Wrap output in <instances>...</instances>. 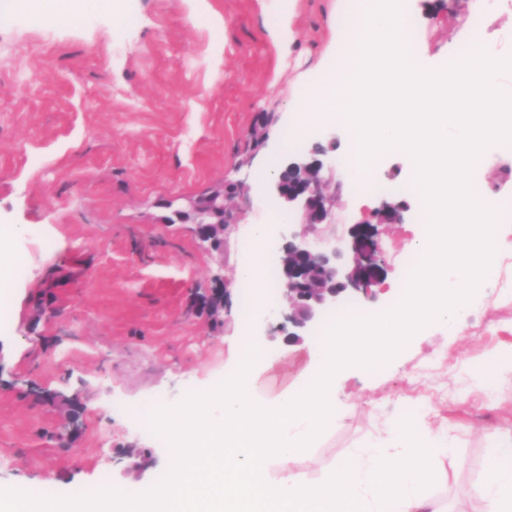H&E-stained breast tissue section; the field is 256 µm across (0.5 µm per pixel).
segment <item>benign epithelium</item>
<instances>
[{"label":"benign epithelium","instance_id":"1","mask_svg":"<svg viewBox=\"0 0 512 512\" xmlns=\"http://www.w3.org/2000/svg\"><path fill=\"white\" fill-rule=\"evenodd\" d=\"M316 143L306 154L288 159L283 169L290 175H277L269 190L285 205L302 211L305 229L288 225L283 237L279 264L283 318L280 328L288 331V340L300 341L317 324L323 311L351 292L369 295L370 287L384 278L380 264L381 243L377 225L399 224L408 209L405 201H385L374 214L376 222L353 224L348 230L349 241L343 245L334 239L319 235L310 237L317 225L328 223L333 197L325 192L326 180L320 176L323 168L321 156L335 148ZM195 233L209 250L223 252L224 227L237 223L236 215L223 209L214 216L202 205L193 209ZM215 287L194 296V307L209 314L213 322L220 321L227 291L223 276L214 277Z\"/></svg>","mask_w":512,"mask_h":512}]
</instances>
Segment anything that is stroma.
<instances>
[{
    "label": "stroma",
    "instance_id": "1",
    "mask_svg": "<svg viewBox=\"0 0 512 512\" xmlns=\"http://www.w3.org/2000/svg\"><path fill=\"white\" fill-rule=\"evenodd\" d=\"M74 20L54 28L30 23L26 0H0V287L8 322L0 327V488L48 487L72 498L111 487L137 494L170 464L168 447L140 431L129 413L157 395L174 406L187 390L222 383L244 351L235 279L254 224L279 202L258 181L313 141H335L323 158L336 202L328 237L368 217L353 171L339 162L348 134L320 127L314 140L283 153L293 96L326 56L336 55L330 22L344 0H70ZM467 0H418L414 40L422 60L443 67L461 49ZM290 19L291 64L273 31ZM267 132L255 148L247 133ZM512 147L493 146L472 179L488 194L512 192ZM244 181L230 202L238 221L224 252H208L187 217L207 190ZM399 224L379 225L385 276L372 297L348 305L374 313L392 305L421 231L420 205ZM223 274L230 288L223 321L187 314L194 293ZM260 327L272 367L269 390L296 382L301 347ZM66 396L39 402L27 382ZM348 405L317 446L297 460L316 479L356 450L388 443L403 406L415 426L447 435L430 488L450 512H473L472 496L490 448L512 430V249L498 261L458 335L432 326L383 368L336 375ZM123 402L125 412L115 411ZM81 429L67 446L57 436L68 405ZM465 458L458 470L456 458Z\"/></svg>",
    "mask_w": 512,
    "mask_h": 512
}]
</instances>
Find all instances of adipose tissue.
Masks as SVG:
<instances>
[{
  "label": "adipose tissue",
  "mask_w": 512,
  "mask_h": 512,
  "mask_svg": "<svg viewBox=\"0 0 512 512\" xmlns=\"http://www.w3.org/2000/svg\"><path fill=\"white\" fill-rule=\"evenodd\" d=\"M268 237L267 227L254 225L251 233L253 250L241 262L237 279L254 290L255 305L265 300V280L262 275V246ZM474 494L479 512H512V434L501 437L499 444L488 454L484 475L477 483Z\"/></svg>",
  "instance_id": "1"
}]
</instances>
